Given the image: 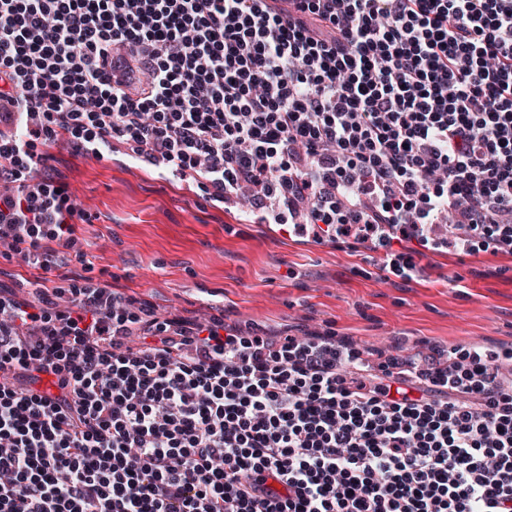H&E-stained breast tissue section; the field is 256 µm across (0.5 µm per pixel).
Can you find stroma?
I'll use <instances>...</instances> for the list:
<instances>
[{"instance_id":"35a3bbf8","label":"stroma","mask_w":512,"mask_h":512,"mask_svg":"<svg viewBox=\"0 0 512 512\" xmlns=\"http://www.w3.org/2000/svg\"><path fill=\"white\" fill-rule=\"evenodd\" d=\"M85 216L64 262L46 272L0 255V293L72 285L134 299L144 320L190 322L204 309L245 334L299 336L328 329L353 341L367 373L397 358L478 349L512 374V248L472 247L456 236L415 257L411 275L353 241L314 249L306 237L244 219L207 199L193 175L165 181L125 159L37 145Z\"/></svg>"}]
</instances>
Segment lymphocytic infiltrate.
Instances as JSON below:
<instances>
[{
  "label": "lymphocytic infiltrate",
  "mask_w": 512,
  "mask_h": 512,
  "mask_svg": "<svg viewBox=\"0 0 512 512\" xmlns=\"http://www.w3.org/2000/svg\"><path fill=\"white\" fill-rule=\"evenodd\" d=\"M0 254L79 213L35 140L112 141L320 241L512 245V0H0ZM56 242L53 250L44 249ZM0 298V512H512V378L419 395L325 334L273 345L72 287Z\"/></svg>",
  "instance_id": "obj_1"
}]
</instances>
